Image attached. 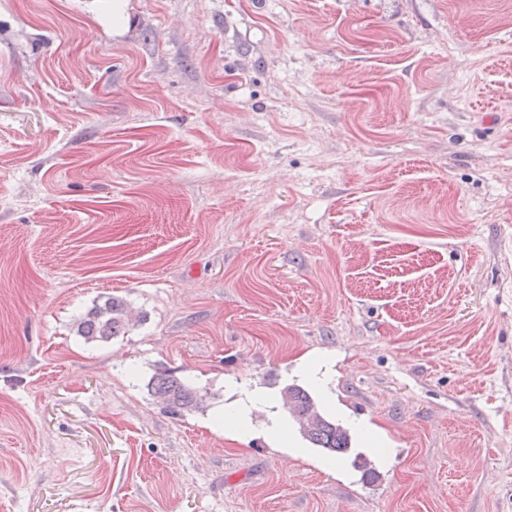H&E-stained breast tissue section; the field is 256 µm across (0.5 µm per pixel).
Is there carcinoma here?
<instances>
[{
    "label": "carcinoma",
    "instance_id": "carcinoma-1",
    "mask_svg": "<svg viewBox=\"0 0 512 512\" xmlns=\"http://www.w3.org/2000/svg\"><path fill=\"white\" fill-rule=\"evenodd\" d=\"M128 326L126 303L112 296L93 305L76 321L77 335L85 342H108L119 336ZM149 386L151 394L162 409L174 416H182L199 408L205 395L172 371L154 376ZM282 403L298 424L303 437L312 445L338 454L351 449V435L343 425L327 419L314 398L305 389L290 385L283 389Z\"/></svg>",
    "mask_w": 512,
    "mask_h": 512
}]
</instances>
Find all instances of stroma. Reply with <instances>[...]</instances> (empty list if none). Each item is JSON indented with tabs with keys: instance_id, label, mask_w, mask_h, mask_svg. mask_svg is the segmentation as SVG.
Instances as JSON below:
<instances>
[{
	"instance_id": "1",
	"label": "stroma",
	"mask_w": 512,
	"mask_h": 512,
	"mask_svg": "<svg viewBox=\"0 0 512 512\" xmlns=\"http://www.w3.org/2000/svg\"><path fill=\"white\" fill-rule=\"evenodd\" d=\"M0 512H512V0H0ZM96 303L76 321L77 335L86 343L108 342L119 336L128 326L126 303L112 296ZM148 386L162 409L174 416H183L198 409L205 399V395L200 394L189 382L172 371L157 374ZM283 407L298 424L303 437L312 445L338 454L351 449V435L340 423L327 419L305 389L290 385L281 393Z\"/></svg>"
}]
</instances>
